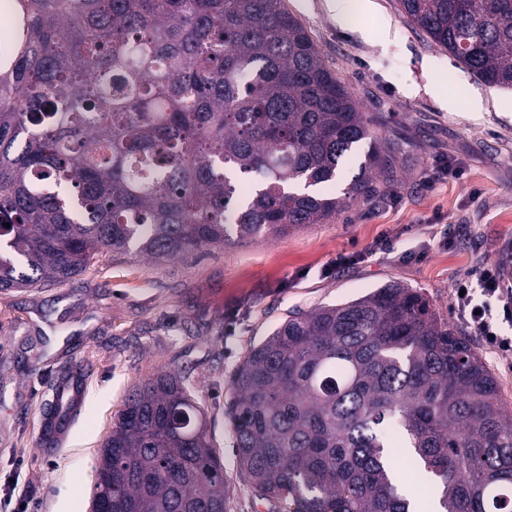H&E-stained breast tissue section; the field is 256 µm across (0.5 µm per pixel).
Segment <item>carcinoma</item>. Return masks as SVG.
I'll list each match as a JSON object with an SVG mask.
<instances>
[{"instance_id": "obj_1", "label": "carcinoma", "mask_w": 512, "mask_h": 512, "mask_svg": "<svg viewBox=\"0 0 512 512\" xmlns=\"http://www.w3.org/2000/svg\"><path fill=\"white\" fill-rule=\"evenodd\" d=\"M397 2L475 78L512 88V0ZM15 6V59L0 71V292L63 284L104 250L174 261L281 237L394 177L399 149L379 148L281 0ZM355 159L343 195L309 191ZM231 385L239 474L277 512H414L393 479L401 448L442 512H512V407L414 288L289 314ZM82 398L69 375L49 410L67 425ZM93 497L104 512H228L186 378L131 391Z\"/></svg>"}]
</instances>
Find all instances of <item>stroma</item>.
<instances>
[{
	"label": "stroma",
	"mask_w": 512,
	"mask_h": 512,
	"mask_svg": "<svg viewBox=\"0 0 512 512\" xmlns=\"http://www.w3.org/2000/svg\"><path fill=\"white\" fill-rule=\"evenodd\" d=\"M327 68L375 117L381 144L405 160L377 203L361 199L323 224L278 238L154 262L101 253L74 280L0 293V512L10 492L34 512H89L99 449L131 387L186 376L232 486L229 512H269L237 477L224 415L231 376L289 311L357 298L397 281L422 292L442 322L454 285L483 263L512 290V90L488 86L409 25L397 0H372L342 25L327 0H282ZM453 96L451 111L441 102ZM482 109L468 111L471 100ZM463 169L428 186L438 164ZM356 252L336 267L338 253ZM470 342L512 406V354ZM83 376L81 411L59 446L42 441L43 412L63 377Z\"/></svg>",
	"instance_id": "1"
}]
</instances>
